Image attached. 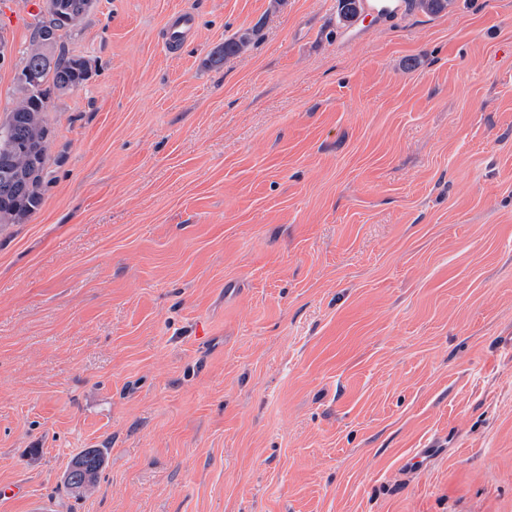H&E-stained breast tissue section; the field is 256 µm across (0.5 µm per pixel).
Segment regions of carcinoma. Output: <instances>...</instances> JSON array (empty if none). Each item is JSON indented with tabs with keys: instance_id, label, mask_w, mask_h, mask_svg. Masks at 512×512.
<instances>
[{
	"instance_id": "1",
	"label": "carcinoma",
	"mask_w": 512,
	"mask_h": 512,
	"mask_svg": "<svg viewBox=\"0 0 512 512\" xmlns=\"http://www.w3.org/2000/svg\"><path fill=\"white\" fill-rule=\"evenodd\" d=\"M60 30L62 26L48 19L36 30L21 71V94L0 125V156L5 159L0 164V224H14L40 208L49 140L44 118L47 101L52 92L77 88L88 79L83 58L48 56L41 35L47 33L54 41ZM250 40V34L243 33L224 41L218 58L243 52ZM101 464L100 449L82 450L66 472V485L77 493L93 486Z\"/></svg>"
}]
</instances>
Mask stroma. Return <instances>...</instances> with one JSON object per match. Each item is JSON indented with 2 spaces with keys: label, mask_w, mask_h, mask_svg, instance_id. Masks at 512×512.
<instances>
[{
  "label": "stroma",
  "mask_w": 512,
  "mask_h": 512,
  "mask_svg": "<svg viewBox=\"0 0 512 512\" xmlns=\"http://www.w3.org/2000/svg\"><path fill=\"white\" fill-rule=\"evenodd\" d=\"M54 52L92 72L0 226V512H512V0H91ZM194 26L193 15L188 12L181 13L167 25L165 31L166 43L170 47H178L192 35ZM102 464V452L98 448L82 450L72 461L65 475V483L74 492L83 490L95 484Z\"/></svg>",
  "instance_id": "obj_1"
}]
</instances>
